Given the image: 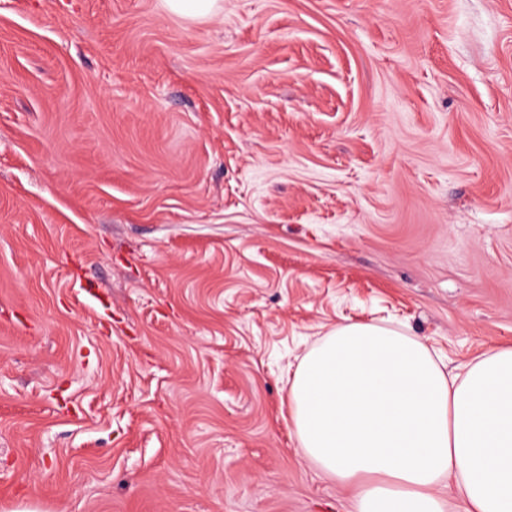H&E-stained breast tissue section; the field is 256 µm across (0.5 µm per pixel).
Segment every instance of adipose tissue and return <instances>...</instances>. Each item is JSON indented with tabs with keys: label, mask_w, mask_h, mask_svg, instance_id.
Here are the masks:
<instances>
[{
	"label": "adipose tissue",
	"mask_w": 512,
	"mask_h": 512,
	"mask_svg": "<svg viewBox=\"0 0 512 512\" xmlns=\"http://www.w3.org/2000/svg\"><path fill=\"white\" fill-rule=\"evenodd\" d=\"M302 457L343 484L355 512H445L454 481L466 512H512V347L446 375L418 337L338 325L288 388Z\"/></svg>",
	"instance_id": "adipose-tissue-1"
}]
</instances>
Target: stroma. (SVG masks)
Instances as JSON below:
<instances>
[{"instance_id": "1", "label": "stroma", "mask_w": 512, "mask_h": 512, "mask_svg": "<svg viewBox=\"0 0 512 512\" xmlns=\"http://www.w3.org/2000/svg\"><path fill=\"white\" fill-rule=\"evenodd\" d=\"M347 321L512 344V0H0V512H353ZM167 9L187 18H205L219 9L218 0H164Z\"/></svg>"}]
</instances>
